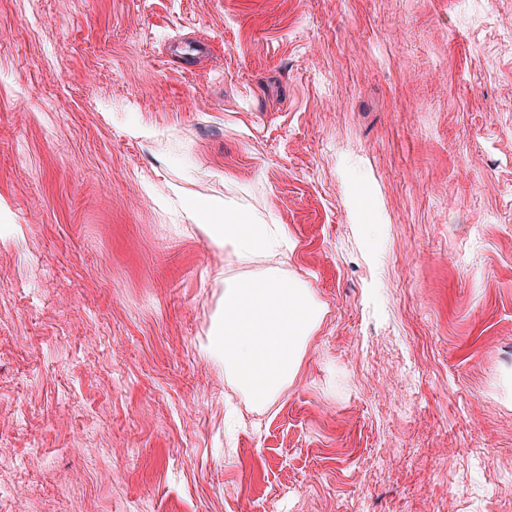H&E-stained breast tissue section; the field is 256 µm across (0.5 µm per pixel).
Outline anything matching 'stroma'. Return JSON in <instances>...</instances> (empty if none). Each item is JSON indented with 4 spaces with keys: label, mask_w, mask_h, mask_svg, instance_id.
I'll list each match as a JSON object with an SVG mask.
<instances>
[{
    "label": "stroma",
    "mask_w": 512,
    "mask_h": 512,
    "mask_svg": "<svg viewBox=\"0 0 512 512\" xmlns=\"http://www.w3.org/2000/svg\"><path fill=\"white\" fill-rule=\"evenodd\" d=\"M505 98L512 0H0V512H512ZM269 267L326 313L257 409L208 334ZM201 235L213 246L240 262L277 251L287 232L281 224H268L233 201L191 207Z\"/></svg>",
    "instance_id": "obj_1"
}]
</instances>
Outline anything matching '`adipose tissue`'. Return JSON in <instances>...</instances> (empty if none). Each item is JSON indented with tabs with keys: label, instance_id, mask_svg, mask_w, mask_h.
<instances>
[{
	"label": "adipose tissue",
	"instance_id": "ef3b65f1",
	"mask_svg": "<svg viewBox=\"0 0 512 512\" xmlns=\"http://www.w3.org/2000/svg\"><path fill=\"white\" fill-rule=\"evenodd\" d=\"M191 211L201 235L240 262L277 251L287 232L231 201L224 205L196 204Z\"/></svg>",
	"mask_w": 512,
	"mask_h": 512
}]
</instances>
